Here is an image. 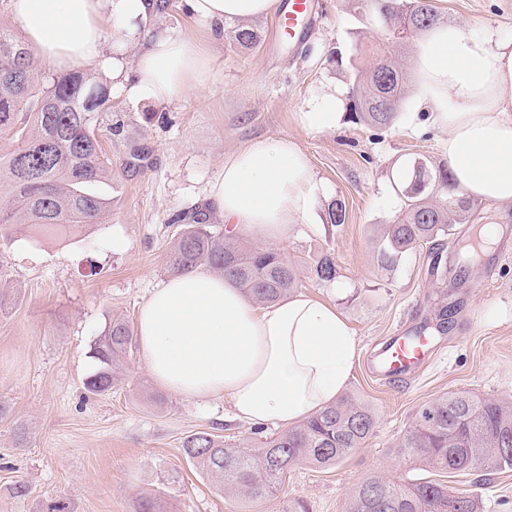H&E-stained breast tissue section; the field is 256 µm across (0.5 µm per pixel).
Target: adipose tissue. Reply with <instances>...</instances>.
Returning a JSON list of instances; mask_svg holds the SVG:
<instances>
[{
	"mask_svg": "<svg viewBox=\"0 0 512 512\" xmlns=\"http://www.w3.org/2000/svg\"><path fill=\"white\" fill-rule=\"evenodd\" d=\"M195 18L215 24L270 15L277 0H187ZM150 0H9L40 60L61 70L98 61L117 85L170 101L210 84L206 47L178 30L142 39ZM115 22L106 34L107 22ZM139 51L126 63L123 49ZM133 74H126V67ZM413 80L430 121L448 134L447 166L471 198L512 205V41L474 36L455 24L425 33ZM341 102L329 92L296 113L302 128L335 130ZM319 186L290 138H259L225 156L211 206L233 232L285 240L310 221ZM144 365L163 390L195 402L221 399L254 426L290 428L333 403L356 348L346 320L324 299L294 294L272 303L248 297L228 277L194 270L174 276L141 305L135 328Z\"/></svg>",
	"mask_w": 512,
	"mask_h": 512,
	"instance_id": "obj_1",
	"label": "adipose tissue"
}]
</instances>
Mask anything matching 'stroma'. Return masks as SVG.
I'll list each match as a JSON object with an SVG mask.
<instances>
[{
    "mask_svg": "<svg viewBox=\"0 0 512 512\" xmlns=\"http://www.w3.org/2000/svg\"><path fill=\"white\" fill-rule=\"evenodd\" d=\"M320 23L300 46L273 42L274 17L248 22L257 44L232 36L237 21L209 41L185 0L155 9L150 27L184 31L206 42L216 80L168 102L112 95L95 128L111 173L101 189L112 200L110 223L58 237L18 234L0 244V283L8 297L0 312V512H47L68 502L72 512H134L144 498L166 512H288L302 501L309 512H345L367 476L420 478L395 443L418 407L443 393L466 390L512 404V207L475 201L465 224L455 225L443 246L445 280L429 274L434 250L426 245L391 266L376 259L377 239L402 206L394 186L411 157L445 163L444 130L430 124L414 94L394 121L376 129L344 117L336 130L301 128L296 113L336 92L347 99L349 64L337 52L360 48L357 64L372 65L386 32L356 0H317ZM438 17L466 31H494L512 39V0H434ZM294 139L308 156L323 191L310 223L296 225L277 245L302 262L296 293L323 297L343 313L357 347L344 395L369 405L376 428L364 448L338 466H295L274 499L252 502L224 492L185 455L184 438L212 433L226 444L254 440L251 425L230 420L224 402H188L157 387L139 349L123 372L130 386L95 396L84 382L97 368L94 340L111 317L136 322L142 301L169 276L168 253L181 225L172 217L204 214L224 219L209 191L221 177L224 157L258 138ZM344 224H330L334 201ZM493 224L498 240L481 263L463 246L473 226ZM331 256L336 276L323 280L311 265ZM430 333L436 352L413 381L372 374L368 355L396 331ZM24 485L25 495L14 494ZM454 490H472L483 512H512V470L471 471L448 479Z\"/></svg>",
    "mask_w": 512,
    "mask_h": 512,
    "instance_id": "obj_1",
    "label": "stroma"
}]
</instances>
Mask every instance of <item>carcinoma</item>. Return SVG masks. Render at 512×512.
<instances>
[{
    "label": "carcinoma",
    "instance_id": "cac0c4a2",
    "mask_svg": "<svg viewBox=\"0 0 512 512\" xmlns=\"http://www.w3.org/2000/svg\"><path fill=\"white\" fill-rule=\"evenodd\" d=\"M388 26L386 47L369 69L353 67L349 111L371 127L395 118L407 93L408 76L394 60L406 33L438 24L430 0H369ZM111 98L108 86L87 73L45 76L31 49L0 26V242L16 226L35 235L107 223L112 199L99 191L108 166L99 145L94 115ZM441 195L428 189L405 196L399 221L385 225L377 260L395 263L410 249L443 245L472 209L445 166L422 158ZM169 271L201 266L232 278L252 299L266 303L288 295L301 266L272 248L243 244L226 231L194 221L184 225L168 255ZM322 280L336 275L326 255L314 266ZM134 329L112 318L91 346L97 370L86 390L103 395L119 386ZM376 426L372 410L343 398L307 421L256 444L232 447L208 432L187 436L185 455L222 487L251 501L271 498L293 467L329 468L364 447ZM404 459L435 474L454 477L473 470L512 469V405L468 391L450 392L422 405L397 444ZM346 512H481L476 492L453 491L439 479H389L372 475L355 488Z\"/></svg>",
    "mask_w": 512,
    "mask_h": 512
}]
</instances>
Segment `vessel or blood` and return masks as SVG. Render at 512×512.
<instances>
[{
    "label": "vessel or blood",
    "mask_w": 512,
    "mask_h": 512,
    "mask_svg": "<svg viewBox=\"0 0 512 512\" xmlns=\"http://www.w3.org/2000/svg\"><path fill=\"white\" fill-rule=\"evenodd\" d=\"M317 21L311 0H288L286 9L277 16L274 37L292 44L300 43L312 32ZM432 354L433 345L427 337L399 335L392 337L371 358L370 367L374 374L385 379L411 376L429 362Z\"/></svg>",
    "instance_id": "b4317fda"
}]
</instances>
